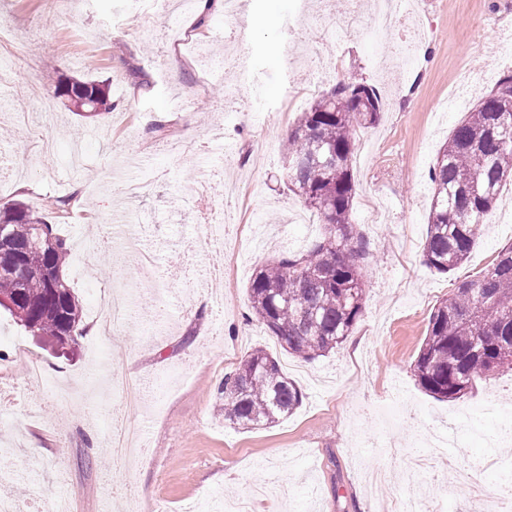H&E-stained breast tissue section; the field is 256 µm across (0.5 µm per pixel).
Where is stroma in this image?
I'll return each instance as SVG.
<instances>
[{"label":"stroma","mask_w":512,"mask_h":512,"mask_svg":"<svg viewBox=\"0 0 512 512\" xmlns=\"http://www.w3.org/2000/svg\"><path fill=\"white\" fill-rule=\"evenodd\" d=\"M507 0H417L426 35L410 74L392 66L395 44L359 29L320 34L304 0H243L225 22L224 0L207 20L186 12L171 31L142 14L136 0H0L16 73L0 112V203L43 212L69 242L64 267L82 310L72 347L44 346L0 312V469L43 457L39 491L14 488L28 512H49L63 497L72 512H202L265 486L254 512H395L405 498L424 512H484L512 500V455L495 442L512 412L489 415L486 400L512 403V371L442 401L416 383L413 365L431 312L456 285L475 278L512 246V182L486 220L470 257L441 274L423 263L432 198L429 170L453 129L495 89L512 59L488 63L484 42L512 25ZM246 64L253 82L231 100L206 76L193 50ZM106 83L112 108L83 117L65 110L57 85ZM374 86L383 111L356 127L352 161L355 229L370 254L363 270L364 314L335 350L313 360L288 353L252 313L254 272L305 252L323 220L282 177L281 147L297 118L337 81ZM55 114L41 118L43 102ZM243 182L224 195V239L259 228L265 241L233 262L223 250L185 249L199 213L190 193L204 171ZM71 196L67 211L48 209ZM124 215L155 255L151 276L92 252L80 275V242L112 239L106 222ZM180 278H170L173 268ZM165 281V320L149 316L148 279ZM123 290L135 314L123 336L99 341L94 308ZM264 349L303 399L271 426L225 422L218 386L251 351ZM37 360L65 389L39 395L29 416L14 390ZM143 385L131 410L127 385ZM141 428L148 450L115 462L104 432L115 421ZM478 477L457 483L455 468Z\"/></svg>","instance_id":"obj_1"}]
</instances>
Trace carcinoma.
Instances as JSON below:
<instances>
[{"instance_id":"1","label":"carcinoma","mask_w":512,"mask_h":512,"mask_svg":"<svg viewBox=\"0 0 512 512\" xmlns=\"http://www.w3.org/2000/svg\"><path fill=\"white\" fill-rule=\"evenodd\" d=\"M512 95V74L478 99L452 131L429 172L433 185L427 267L446 273L464 262L479 243L488 213L501 187L512 181V112L500 111ZM75 111L111 108L102 81H75L60 91ZM383 109L376 91L363 83H339L301 113L284 145V176L328 226L322 238L298 256L283 258L255 272L249 287L253 313L288 352L314 359L336 349L364 312L362 266L368 246L351 224L355 183L351 159L354 125H373ZM0 224L9 225L19 245L34 243L28 276L18 283L0 277V291L21 289L8 312L14 323L51 347L66 348L65 330L81 321L73 288L63 281L60 298H46L42 269L64 267L69 248L39 212L21 203L0 206ZM512 370V246L492 266L455 288L431 313L414 376L431 396L455 400L476 381ZM224 420L244 428L279 422L302 402L299 388L262 349L248 354L224 376Z\"/></svg>"}]
</instances>
